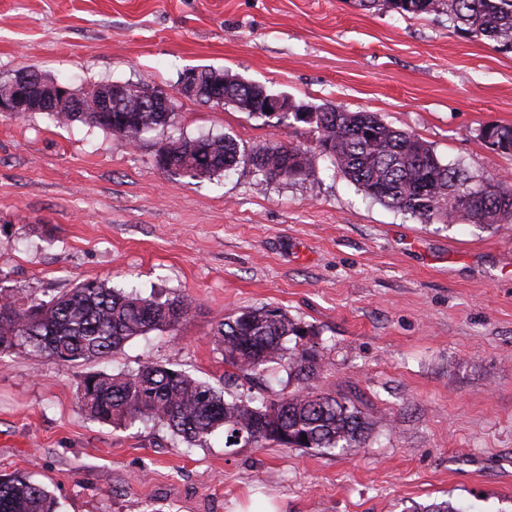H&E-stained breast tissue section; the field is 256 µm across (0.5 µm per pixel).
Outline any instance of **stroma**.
<instances>
[{"label": "stroma", "instance_id": "stroma-1", "mask_svg": "<svg viewBox=\"0 0 512 512\" xmlns=\"http://www.w3.org/2000/svg\"><path fill=\"white\" fill-rule=\"evenodd\" d=\"M308 106L373 112L446 163L512 184L482 137L512 124V52L447 16L352 0H0V81L34 69L90 97L100 83L172 94L168 125L128 144L44 112L0 113V293L42 300L85 279L164 289L176 329L111 356L56 362L0 350V476L47 486L56 512H512V224H424L364 196L311 125L179 94L193 68ZM228 135L306 149V176L250 163L191 179L160 143ZM281 307L316 345L319 387L374 424L365 447H187L165 428L77 413L86 373L146 364L224 385L218 322Z\"/></svg>", "mask_w": 512, "mask_h": 512}]
</instances>
